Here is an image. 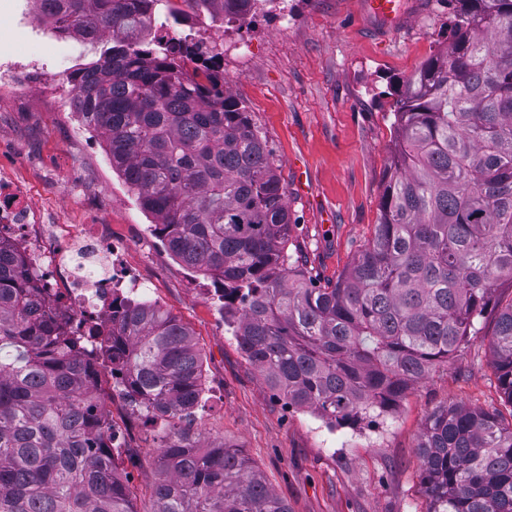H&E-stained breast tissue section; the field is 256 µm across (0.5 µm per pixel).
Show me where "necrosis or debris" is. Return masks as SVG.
Masks as SVG:
<instances>
[{
	"label": "necrosis or debris",
	"mask_w": 512,
	"mask_h": 512,
	"mask_svg": "<svg viewBox=\"0 0 512 512\" xmlns=\"http://www.w3.org/2000/svg\"><path fill=\"white\" fill-rule=\"evenodd\" d=\"M0 241L21 254L40 296L72 318L109 330L113 299H144L148 289L126 261L123 242L105 225L73 233L62 224H38L21 187L0 184Z\"/></svg>",
	"instance_id": "4bbe7bcc"
}]
</instances>
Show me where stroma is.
<instances>
[{
	"label": "stroma",
	"instance_id": "1",
	"mask_svg": "<svg viewBox=\"0 0 512 512\" xmlns=\"http://www.w3.org/2000/svg\"><path fill=\"white\" fill-rule=\"evenodd\" d=\"M0 0V68L33 64L29 82L0 88V177L26 188L43 223L84 231L108 225L151 298L187 326L203 359L208 399L193 429L241 448L290 512H426L418 443L428 415L462 405L488 412L504 400L479 333L394 408L376 439L368 423L328 427L313 409L288 404L240 351L209 290L213 283L175 259L112 170L104 138L71 107L67 74L95 60L75 36H43ZM400 27L385 28L363 0H288V21L266 5L224 32V86L249 112L287 186L300 250L321 280H333L364 247L394 140L389 114L407 76L446 48L456 12L448 0H416ZM250 47L235 54L236 42ZM163 422L138 423L122 448L137 512H148Z\"/></svg>",
	"mask_w": 512,
	"mask_h": 512
}]
</instances>
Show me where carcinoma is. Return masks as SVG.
I'll use <instances>...</instances> for the list:
<instances>
[{
	"mask_svg": "<svg viewBox=\"0 0 512 512\" xmlns=\"http://www.w3.org/2000/svg\"><path fill=\"white\" fill-rule=\"evenodd\" d=\"M54 31L98 59L68 78L155 234L222 287L224 323L291 404L328 424L392 410L497 309L492 369L512 406V0H455L454 39L405 81L378 223L318 285L288 254L291 213L272 151L224 89V52L158 33L166 12L231 23L258 0H41ZM23 260L0 247V512H137L100 410L96 359L128 406L172 427L150 512H289L243 452L178 422L203 391L200 353L156 303L126 300L112 331L69 330ZM427 512H512V421L433 411L419 443Z\"/></svg>",
	"mask_w": 512,
	"mask_h": 512,
	"instance_id": "obj_1",
	"label": "carcinoma"
}]
</instances>
